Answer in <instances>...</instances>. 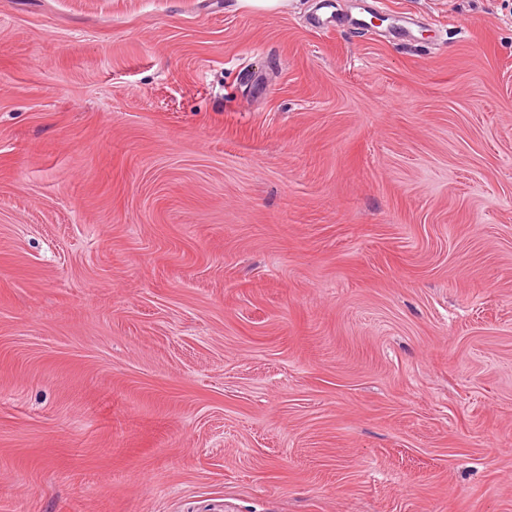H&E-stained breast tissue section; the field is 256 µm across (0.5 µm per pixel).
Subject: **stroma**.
I'll list each match as a JSON object with an SVG mask.
<instances>
[{"label": "stroma", "mask_w": 512, "mask_h": 512, "mask_svg": "<svg viewBox=\"0 0 512 512\" xmlns=\"http://www.w3.org/2000/svg\"><path fill=\"white\" fill-rule=\"evenodd\" d=\"M0 512H512V0H0Z\"/></svg>", "instance_id": "35a3bbf8"}]
</instances>
